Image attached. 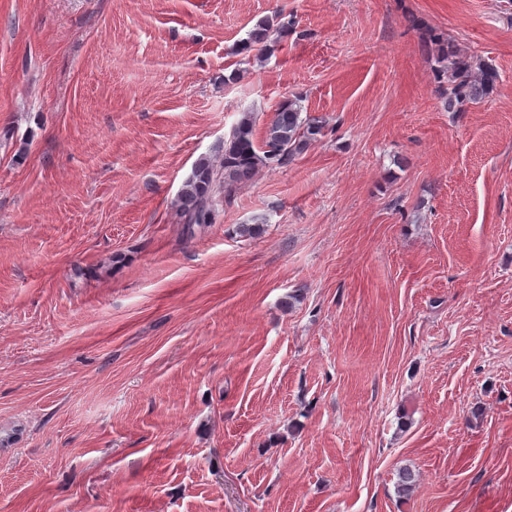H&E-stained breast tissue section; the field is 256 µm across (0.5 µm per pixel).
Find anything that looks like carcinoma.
Segmentation results:
<instances>
[{"instance_id": "cac0c4a2", "label": "carcinoma", "mask_w": 512, "mask_h": 512, "mask_svg": "<svg viewBox=\"0 0 512 512\" xmlns=\"http://www.w3.org/2000/svg\"><path fill=\"white\" fill-rule=\"evenodd\" d=\"M290 21L276 14L258 21L242 42L239 52L256 51L257 59L273 50L288 36ZM428 52L438 60H448L440 71L445 80V106L450 112H461L469 103L488 98L497 83V73L474 56L448 46L435 38ZM324 123L304 113L299 97L282 100L266 123L263 136L257 137V114L244 112L224 141V153L216 158L203 156L184 181L179 194V211L188 233L194 226L215 223L218 207L229 205L241 188L250 183L264 168L284 167L318 141Z\"/></svg>"}]
</instances>
